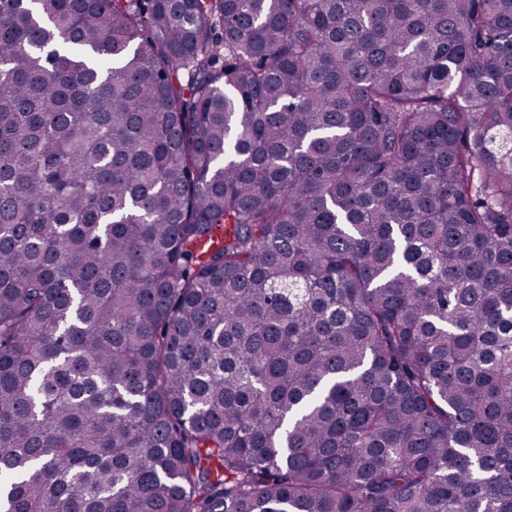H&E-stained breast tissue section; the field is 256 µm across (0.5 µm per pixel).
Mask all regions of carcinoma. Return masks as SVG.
<instances>
[{"mask_svg":"<svg viewBox=\"0 0 512 512\" xmlns=\"http://www.w3.org/2000/svg\"><path fill=\"white\" fill-rule=\"evenodd\" d=\"M0 512H512V0H0Z\"/></svg>","mask_w":512,"mask_h":512,"instance_id":"obj_1","label":"carcinoma"}]
</instances>
